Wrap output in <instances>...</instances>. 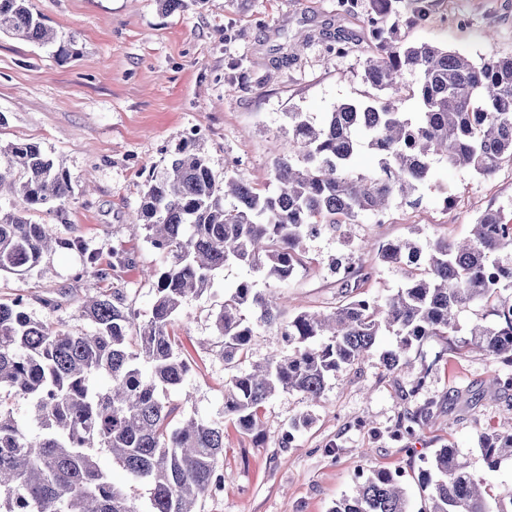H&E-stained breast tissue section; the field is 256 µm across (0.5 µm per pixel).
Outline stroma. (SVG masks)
Masks as SVG:
<instances>
[{
    "label": "stroma",
    "mask_w": 512,
    "mask_h": 512,
    "mask_svg": "<svg viewBox=\"0 0 512 512\" xmlns=\"http://www.w3.org/2000/svg\"><path fill=\"white\" fill-rule=\"evenodd\" d=\"M32 4L57 40L38 45L0 34V141L38 143L68 171V221L56 224L59 233L83 236L105 254L120 244L136 257L135 268L103 282L84 276L72 252L46 256L24 278L1 276L0 298L23 296L44 322L88 328L80 307L102 287L123 289L132 308L148 314L155 284L144 271L162 267L165 258L135 212L147 182L189 132H196L216 178L232 171L271 189L272 162L288 146L289 113L317 123L337 103L371 91L364 81L373 52L371 0H357L350 12L336 0H209L201 8L187 0L171 13L156 0ZM408 13V0H394L405 42L444 46L477 63L512 56V0H429V17L419 24L408 23ZM339 37L346 41L341 52L334 49ZM443 185L451 197L440 193ZM421 195L415 207L360 215L344 236L310 238L307 262L288 282L261 280L258 288L286 297L285 319L302 310L332 311L340 300L331 266L336 254L370 264L375 245L401 237L465 238L489 208L511 219L512 163L483 179L437 161ZM244 277L225 268L211 293L184 302L172 325L191 356V384L170 392V401L224 425V487L201 496L199 512H330L373 469L401 472L411 512H419L429 496L420 473L436 449L449 445L473 472H485L480 434L512 425V395L495 398V365L468 337L476 321H490L488 305L459 312L454 338L430 336L414 346L410 367L401 371L385 372L373 358L330 380L317 404L296 393L273 397L260 430L246 433L224 420L232 372L212 324L225 287ZM423 370L426 386L408 397ZM430 399L440 402L441 414L413 439H391L400 419ZM305 413L310 425L282 446L289 421Z\"/></svg>",
    "instance_id": "stroma-1"
}]
</instances>
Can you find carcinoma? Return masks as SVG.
Returning <instances> with one entry per match:
<instances>
[{
  "mask_svg": "<svg viewBox=\"0 0 512 512\" xmlns=\"http://www.w3.org/2000/svg\"><path fill=\"white\" fill-rule=\"evenodd\" d=\"M389 0H376L367 17L376 54L365 81L383 96L334 106L319 124L302 112L288 113V151L273 162L277 189L262 192L225 174L214 176L195 143L177 148L164 174L147 183L135 220L152 246L166 257L156 272L147 318L127 304L120 288L85 300L82 317L92 331L35 320L23 297L0 301V512H199V497L224 487L217 467L224 452V423L196 414L183 416L168 394L185 386L191 373L170 326L189 297L210 292L229 265L286 282L304 264V241L316 230H337L361 214L379 215L395 202L416 206L432 162L493 177L512 161V57L476 64L430 44L398 40ZM47 44L53 29L31 0H0V34ZM416 77L415 112H405L402 76ZM371 153L377 165L354 171L356 159ZM8 188L20 208L0 209V274L23 275L52 252L76 251L82 273L97 280L118 268L134 267L125 248L109 258L80 236H61L51 224H33L31 209L65 213L71 193L68 172L34 142L0 143V191ZM512 222L488 209L462 242L446 237L423 247L409 238L379 245L373 265L348 254L333 261L341 300L325 316L302 311L284 326L293 351L232 375L224 392V418L254 432L263 404L295 392L310 402L324 395L330 377L378 356L383 370L406 364L413 344L426 336L457 332L458 312L476 302L492 304L495 320L475 324L471 343L501 364L492 379L496 393L512 391ZM403 264V288L384 303L363 288L378 266ZM282 298L242 280L224 291L213 326L223 339L224 364L238 365L257 328L279 318ZM395 344L378 350L385 333ZM106 377L96 386L95 375ZM30 403L40 432L30 434L14 417L12 399ZM437 404L427 401L391 431L397 441L414 438L433 420ZM301 415L288 423L282 444L308 427ZM479 443L487 467L512 460V430L485 433ZM112 456L127 476L147 487L142 503L103 471L97 454ZM431 488L423 512L491 510L487 482L469 469L458 449H437L421 471ZM399 471L372 470L360 476L356 492L331 512H410Z\"/></svg>",
  "mask_w": 512,
  "mask_h": 512,
  "instance_id": "cac0c4a2",
  "label": "carcinoma"
}]
</instances>
